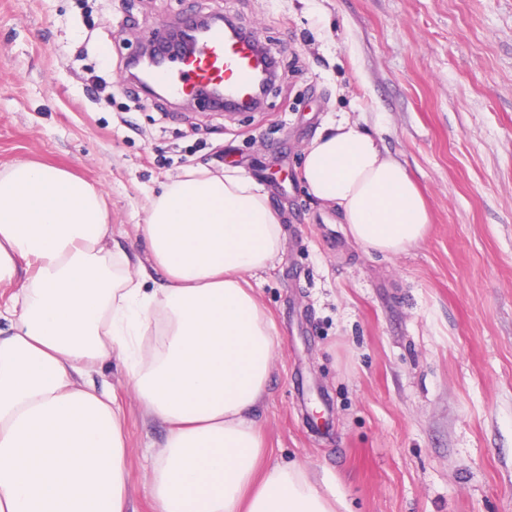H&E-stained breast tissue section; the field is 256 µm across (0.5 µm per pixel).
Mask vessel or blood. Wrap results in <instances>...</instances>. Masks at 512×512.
I'll return each instance as SVG.
<instances>
[{
    "label": "vessel or blood",
    "mask_w": 512,
    "mask_h": 512,
    "mask_svg": "<svg viewBox=\"0 0 512 512\" xmlns=\"http://www.w3.org/2000/svg\"><path fill=\"white\" fill-rule=\"evenodd\" d=\"M156 63L165 92L174 99L191 98L202 87H220L225 106L232 107L251 96L259 79L254 39L232 38L221 27L212 28L195 51L183 57L159 46Z\"/></svg>",
    "instance_id": "obj_1"
}]
</instances>
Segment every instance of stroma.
I'll return each mask as SVG.
<instances>
[{"mask_svg":"<svg viewBox=\"0 0 512 512\" xmlns=\"http://www.w3.org/2000/svg\"><path fill=\"white\" fill-rule=\"evenodd\" d=\"M187 9L276 55L258 109L130 97L129 57ZM344 116L425 201L404 254L348 242L299 178ZM19 161L101 192L134 265L162 183L190 165L253 177L287 232L251 279L279 340L264 465L306 466L343 512H512V0H0V172ZM88 379L124 409L131 512H155L143 481L165 424L119 357Z\"/></svg>","mask_w":512,"mask_h":512,"instance_id":"stroma-1","label":"stroma"}]
</instances>
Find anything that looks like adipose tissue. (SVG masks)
Returning a JSON list of instances; mask_svg holds the SVG:
<instances>
[{
	"instance_id": "ef3b65f1",
	"label": "adipose tissue",
	"mask_w": 512,
	"mask_h": 512,
	"mask_svg": "<svg viewBox=\"0 0 512 512\" xmlns=\"http://www.w3.org/2000/svg\"><path fill=\"white\" fill-rule=\"evenodd\" d=\"M301 180L365 250L396 256L427 233L418 188L358 122L304 147ZM143 232L152 266L134 270L94 186L30 162L0 172V285L15 288L0 311V512H128L122 406L80 382L114 354L167 426L145 475L156 512H338L301 465L258 468L253 413L279 343L250 277L285 241L262 186L188 167Z\"/></svg>"
}]
</instances>
